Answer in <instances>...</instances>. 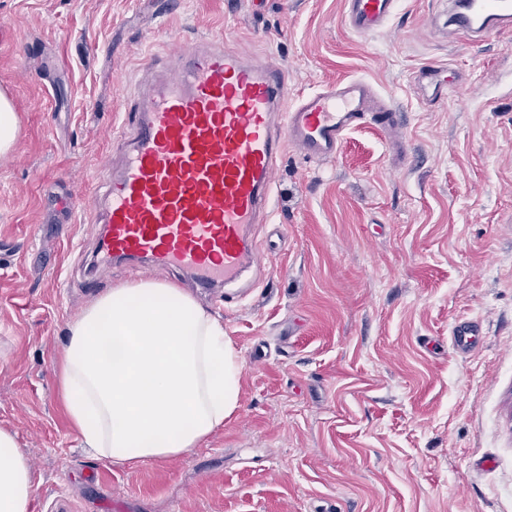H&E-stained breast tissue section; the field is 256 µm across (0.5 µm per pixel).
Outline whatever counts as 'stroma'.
Listing matches in <instances>:
<instances>
[{"mask_svg": "<svg viewBox=\"0 0 512 512\" xmlns=\"http://www.w3.org/2000/svg\"><path fill=\"white\" fill-rule=\"evenodd\" d=\"M0 0V428L40 483L32 512H512V30L449 41L448 0H402L361 36L343 0ZM222 41L288 69L293 92L356 76L402 115L332 162L286 147L265 261L222 303L150 272L224 323L239 402L200 448L134 468L85 455L56 389L67 324L140 268L92 261V195L141 60ZM448 70V97L415 89ZM479 323L461 353L450 330ZM417 79L433 98L448 97V80L445 77L444 67L435 64L425 65L419 70ZM18 134V117L11 100L0 92V155L12 151Z\"/></svg>", "mask_w": 512, "mask_h": 512, "instance_id": "35a3bbf8", "label": "stroma"}]
</instances>
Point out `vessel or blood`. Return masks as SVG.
Listing matches in <instances>:
<instances>
[{
  "label": "vessel or blood",
  "mask_w": 512,
  "mask_h": 512,
  "mask_svg": "<svg viewBox=\"0 0 512 512\" xmlns=\"http://www.w3.org/2000/svg\"><path fill=\"white\" fill-rule=\"evenodd\" d=\"M399 4L344 0V18L357 34H374ZM509 28L512 0H451L449 39L466 33L480 40ZM142 69L148 79L133 91L102 190L90 198L103 226L97 262L181 270L204 288L235 287L261 261L251 229L272 215L286 146L332 161L369 113L386 125L394 116L377 110L364 79L295 96L284 65L206 40L153 56ZM418 82L432 97L448 95L442 66L425 65ZM478 336L472 322L452 328L461 352L475 348Z\"/></svg>",
  "instance_id": "vessel-or-blood-1"
}]
</instances>
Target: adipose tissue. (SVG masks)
Instances as JSON below:
<instances>
[{"label": "adipose tissue", "instance_id": "1", "mask_svg": "<svg viewBox=\"0 0 512 512\" xmlns=\"http://www.w3.org/2000/svg\"><path fill=\"white\" fill-rule=\"evenodd\" d=\"M241 359L224 325L165 282L124 284L67 324L58 391L88 457L116 466L183 456L238 405ZM32 467L0 428V512H31Z\"/></svg>", "mask_w": 512, "mask_h": 512}]
</instances>
